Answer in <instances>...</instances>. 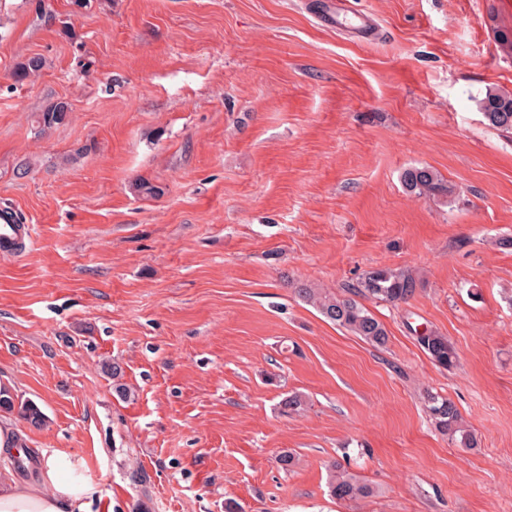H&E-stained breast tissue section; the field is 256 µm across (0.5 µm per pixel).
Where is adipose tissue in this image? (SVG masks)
I'll list each match as a JSON object with an SVG mask.
<instances>
[{
    "mask_svg": "<svg viewBox=\"0 0 512 512\" xmlns=\"http://www.w3.org/2000/svg\"><path fill=\"white\" fill-rule=\"evenodd\" d=\"M21 439L8 417L0 418V512H92L101 487L85 476L86 463L58 450L38 449L33 478H20L10 463L22 456Z\"/></svg>",
    "mask_w": 512,
    "mask_h": 512,
    "instance_id": "1",
    "label": "adipose tissue"
}]
</instances>
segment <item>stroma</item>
<instances>
[{
	"instance_id": "1",
	"label": "stroma",
	"mask_w": 512,
	"mask_h": 512,
	"mask_svg": "<svg viewBox=\"0 0 512 512\" xmlns=\"http://www.w3.org/2000/svg\"><path fill=\"white\" fill-rule=\"evenodd\" d=\"M37 1L0 0V208L32 232L0 249V383L47 416L14 419L28 447L83 457L93 512H512V138L477 105L512 91V0H351L368 42L313 0ZM422 166L454 195L408 192ZM381 267L416 281L366 301L382 347L295 293ZM330 459L377 495L331 498ZM419 345L431 362L441 368L451 369L458 362V353L448 337L433 330H426L417 336ZM425 410L435 430L462 448H476L474 432L465 424L455 403L448 397L427 393Z\"/></svg>"
}]
</instances>
